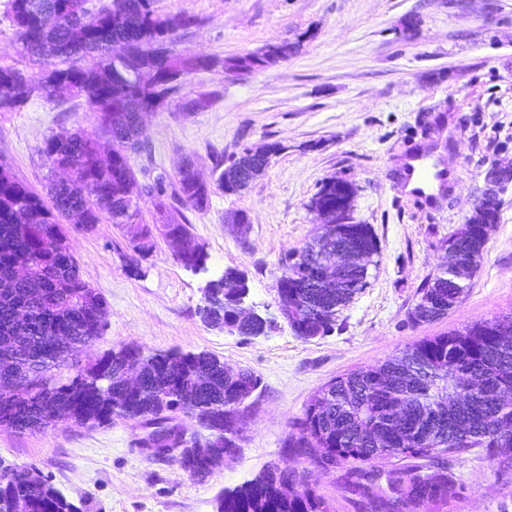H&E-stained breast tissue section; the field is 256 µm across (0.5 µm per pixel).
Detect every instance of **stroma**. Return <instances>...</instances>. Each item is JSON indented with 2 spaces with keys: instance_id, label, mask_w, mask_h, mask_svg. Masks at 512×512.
Masks as SVG:
<instances>
[{
  "instance_id": "1",
  "label": "stroma",
  "mask_w": 512,
  "mask_h": 512,
  "mask_svg": "<svg viewBox=\"0 0 512 512\" xmlns=\"http://www.w3.org/2000/svg\"><path fill=\"white\" fill-rule=\"evenodd\" d=\"M159 13L193 18L176 33L183 55L228 57L284 42L295 53L248 74L201 70L180 96L148 114L143 137L153 163L174 175L185 154L204 179L215 161L243 147L278 145L265 171L237 195L214 192L208 209L190 214L208 256L193 273L176 258L157 222L154 201L139 209L156 241L139 274L127 268L135 227L102 223L70 233L83 279L109 307L101 336L81 347L61 376L125 344L148 352L205 351L225 366L261 378L239 454L193 480L176 463L147 456L138 422L105 428L64 424L19 432L0 426V464L33 466L51 477L83 512H215L224 490L264 467L290 463L283 441L310 397L336 376L381 364L413 343L512 313V191L507 192L463 302L447 317L418 326L407 313L427 276L446 259L442 244L465 224L481 198L486 169L512 163V0H155ZM208 96L190 111L185 100ZM103 133L85 98L52 101L29 89L20 112H0V162L37 192L51 175L39 153L53 134ZM448 171L446 186L423 203L398 175L409 151ZM354 189L350 215L371 225L381 247L371 285L343 310L327 336L305 341L287 323L246 337L204 324L207 280L236 268L248 278L246 308L275 313L279 260L309 240V209L323 182ZM249 217L246 237L228 222ZM465 490L456 512H512V473L498 475L484 449L446 457ZM313 488L334 512H363L334 471L310 470Z\"/></svg>"
}]
</instances>
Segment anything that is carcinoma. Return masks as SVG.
I'll return each mask as SVG.
<instances>
[{"label":"carcinoma","mask_w":512,"mask_h":512,"mask_svg":"<svg viewBox=\"0 0 512 512\" xmlns=\"http://www.w3.org/2000/svg\"><path fill=\"white\" fill-rule=\"evenodd\" d=\"M6 18L18 52L39 67L38 75L0 57V112H20L22 88L36 82L47 99L67 91L87 98L89 109L107 136L109 162L101 146L80 131L45 139L40 154L51 168L67 167L72 177L52 181L50 202L0 164V424L19 432L73 423L104 428L115 419L153 427L137 446L156 449L188 475L204 480L211 469L186 446L179 452L176 416L197 420L216 455L238 448L251 405H243L261 385L253 371H232L207 352L177 349L149 354L121 346L103 354L66 382L53 376H13L14 362L51 357L55 366L97 336L106 325L105 299L82 278L68 245L69 230L88 232L106 219L111 224L141 223L137 198H155L164 236L176 242L184 265L202 264L207 254L190 231L186 212L207 210L211 186L228 195L247 189L279 146L243 148L242 163L215 162L213 184L190 175L195 158L181 159L173 177L162 173L140 182L133 156L150 155L141 139L143 112L158 111L178 94L191 73L221 68L254 72L288 59V43L228 58H186L169 48L174 32L189 18L162 16L153 0H110L99 10L86 0H8ZM351 184L330 180L311 199L319 213L331 209L334 221L320 224L304 246L280 260L276 303L294 334L311 340L332 332L346 304L369 285L368 266L379 254L369 224L350 222ZM176 200L177 208L171 204ZM74 220L71 227L60 218ZM498 220V204L481 201L458 231L443 241L451 263L430 273L408 311L413 325L448 315L463 300L469 282ZM143 242L132 246L131 273L153 252L152 230L141 228ZM330 250L338 264L327 269L318 256ZM219 304L199 309L203 322L241 336H262L272 321L241 319L238 303L249 290L245 274L226 269L210 284ZM141 364L137 391H128L124 369ZM512 315L495 317L461 330L424 338L403 355L378 366L338 377L317 391L292 423L286 452L334 470L344 461L353 467L339 476L347 492L368 512H454L463 486L443 458L483 448L501 469L512 470ZM399 460L379 472L368 468L380 454ZM25 502L27 512H83L34 467H17L0 480V503ZM216 512H331L327 500L304 485L288 464L269 466L254 478L224 491Z\"/></svg>","instance_id":"1"}]
</instances>
